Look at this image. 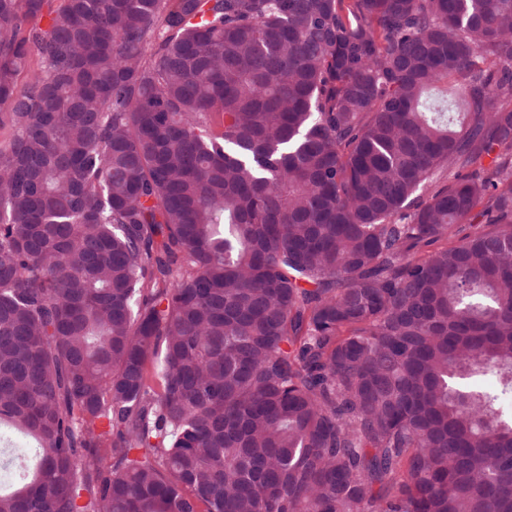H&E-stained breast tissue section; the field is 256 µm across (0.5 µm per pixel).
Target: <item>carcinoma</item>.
<instances>
[{
	"mask_svg": "<svg viewBox=\"0 0 512 512\" xmlns=\"http://www.w3.org/2000/svg\"><path fill=\"white\" fill-rule=\"evenodd\" d=\"M0 105V512H512V0H0Z\"/></svg>",
	"mask_w": 512,
	"mask_h": 512,
	"instance_id": "cac0c4a2",
	"label": "carcinoma"
}]
</instances>
